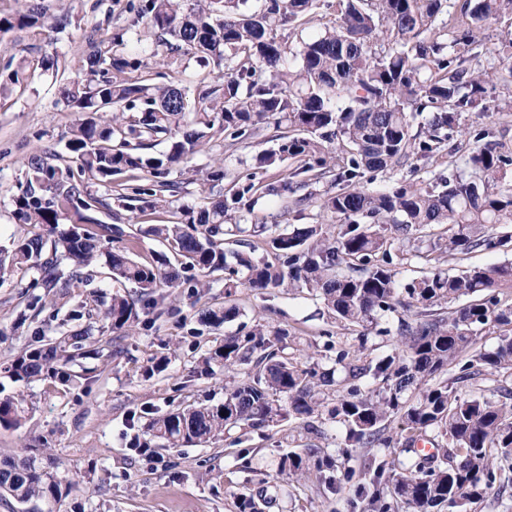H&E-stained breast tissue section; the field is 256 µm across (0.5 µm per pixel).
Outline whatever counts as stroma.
I'll use <instances>...</instances> for the list:
<instances>
[{"mask_svg":"<svg viewBox=\"0 0 512 512\" xmlns=\"http://www.w3.org/2000/svg\"><path fill=\"white\" fill-rule=\"evenodd\" d=\"M45 2L51 14L67 17L65 27H48L39 35L19 30L0 33V78L7 77L9 64L22 58L29 63L25 83L0 99V246L27 232L12 217V200L24 180L25 160L42 151L64 152L68 131L79 118L61 100L60 83L74 77L103 34L124 31L122 50L133 56L155 44L152 29L135 19L132 6L137 0ZM510 39L512 11L506 10L486 26L479 47L482 62L494 65L501 76L470 111L461 114L460 124L467 132H486L488 142L512 156V111L503 108L504 101L512 99V76L506 75L507 64L498 54ZM46 55L54 57L53 67H41ZM276 134L274 123L264 121L247 141L233 145L216 137L194 162L223 166L228 183L249 174L259 186L280 181L292 171V162L263 168L255 163L257 153L274 148ZM463 171L461 153L451 151L439 159L414 157L411 165L389 170L376 183L390 186L411 178L428 185L438 175ZM170 177L182 182L183 188L171 198L168 211H126L124 222L141 230L165 219L167 212L192 211L219 196L218 190L204 193L189 182L185 165L174 166ZM330 184L326 177L311 185L312 199L300 204L291 198L261 196L251 211L237 214L235 220L246 225L277 224L287 230L335 223V216L315 203ZM30 280V274L20 270L0 279V399L20 395L26 407L20 427L0 428V458L21 451L41 458L69 488L62 497L61 512H240L239 494L261 486L274 498L267 512H367L372 486L364 465L384 451L346 449L345 428L329 420L320 438L293 421L242 436L233 430L207 447L143 452L131 445L135 436L145 434L155 413L223 402L224 372L197 373L198 359L214 341L245 333L255 322L288 329L299 360L311 357L322 368H332L324 348L327 339L352 345L359 330L336 324L319 297L305 291L260 294L245 288L229 294L219 280L200 296L179 289V300L171 307L154 304L130 285L126 293L136 298L140 312L133 331L126 334L93 320L92 340L102 355L75 358L73 386L51 379L27 385L8 376L9 360L29 349L35 337H58L56 310L80 307L90 294L102 297L112 291L107 279L98 275L89 285L67 289L56 308L39 311L31 306ZM229 305L239 310L233 321L216 331L200 325L203 309ZM161 357L167 359V368L145 376V366ZM308 444L338 458L340 471H352V479L342 482L340 491L328 489L314 476L297 483L279 475L281 457Z\"/></svg>","mask_w":512,"mask_h":512,"instance_id":"obj_1","label":"stroma"}]
</instances>
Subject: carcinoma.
I'll use <instances>...</instances> for the list:
<instances>
[{
    "label": "carcinoma",
    "instance_id": "cac0c4a2",
    "mask_svg": "<svg viewBox=\"0 0 512 512\" xmlns=\"http://www.w3.org/2000/svg\"><path fill=\"white\" fill-rule=\"evenodd\" d=\"M18 8L0 16V32H39L65 26L66 17L51 16L31 0H15ZM194 14L182 0H141L138 18L155 31L168 55L146 59L114 50L122 35L114 33L93 45L75 78L59 93L68 108L80 114L65 147L77 167L58 164L55 153L28 158L26 180L13 200L15 223L42 232L13 239L0 248V274L20 269L34 275V284L49 291L87 282L85 269L98 264L107 278L120 285L135 284L145 296L157 289L211 287L209 277L224 273L226 294L243 286L267 292L279 288L307 289L323 301L338 324L365 329L358 347L336 350L335 365L345 372L346 394L333 396L334 373L318 363H301L283 354L291 342L285 328L259 322L244 335L224 337L207 350L199 364L202 375L219 368L235 372L237 363L254 360L246 377L224 387V402L188 407L150 421L149 435L160 448L206 444L233 429L248 430L283 420L328 419L346 428L351 448L400 447L426 438L434 453L419 455L405 471L401 461L371 460L375 490L370 512H476L494 486L512 485V402L481 395L461 397L440 374L457 367L455 383L479 375L512 373V262L470 267L450 276L431 267L422 276L396 281L395 242L415 241L414 256L443 257L474 251L512 252V187L500 174L512 166V156L480 145L482 133L464 158L473 179L439 177L432 186L402 181L389 191L368 187L379 173L406 163L413 155L433 156L462 135L461 113L472 108L495 71L477 62L466 65V48L492 19L512 7V0H469L467 22L450 30L444 19L448 0H338L339 14L316 37L283 33L285 26L302 27L314 19L318 0H202ZM224 62L221 84L204 85L188 98L175 81L146 84L134 73L154 63L170 68L194 60ZM431 113L425 131L412 133L413 120ZM272 118L282 127L277 149L256 157L261 167L290 159L298 163L288 180L258 186L251 180L233 182L223 198L201 206L186 221L152 224L146 233L167 243L187 259L193 274L182 275L165 262L145 264L130 257L122 245L129 236L119 214L114 222L98 218L112 210L109 195L88 192L83 176L105 188L131 171L154 178L159 191L140 188L125 210L157 211L166 195L179 193L168 179L170 166L189 163L217 133L233 142L250 137L253 126ZM348 148L332 146L336 136ZM168 151L149 155L157 144ZM202 184L224 180L220 167L196 168ZM313 173L318 181L335 174L336 191H327L321 209L336 215L338 230L308 224L290 232L279 225L260 226L268 233L273 259L253 257V240L246 229L228 220L252 206L257 194L294 195L310 186L296 180ZM67 219L71 226L60 228ZM446 225L442 234L423 233ZM236 237L234 262L227 260L224 236ZM118 247L113 248L111 244ZM69 262L59 270L58 260ZM462 297L468 301L448 318L423 319L427 309ZM104 306V319L125 333L138 321L135 303L115 292ZM402 309L413 317L401 320V336L392 353L364 364L361 354L369 341L366 329L381 314ZM231 305L207 309L199 321L219 328L236 318ZM496 335L487 348L483 335ZM88 330H80L26 350L5 367L11 378L26 384L56 378L71 385L67 371L73 351L86 356ZM372 379L373 389L364 387ZM23 401H0V427L20 426ZM335 467L330 455L309 446L290 452L279 462V474L301 480L316 473L324 480ZM387 471L392 479L383 483ZM0 495L21 504L44 502L55 512L62 482L33 456L0 462Z\"/></svg>",
    "mask_w": 512,
    "mask_h": 512
}]
</instances>
